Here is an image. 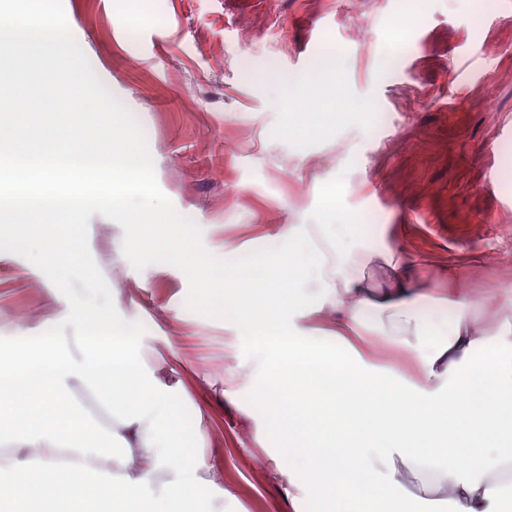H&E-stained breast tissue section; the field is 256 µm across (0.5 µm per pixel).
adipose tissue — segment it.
Listing matches in <instances>:
<instances>
[{"mask_svg": "<svg viewBox=\"0 0 512 512\" xmlns=\"http://www.w3.org/2000/svg\"><path fill=\"white\" fill-rule=\"evenodd\" d=\"M112 199L152 206L149 163L133 153L99 169ZM350 223L295 224L271 251L236 248L234 265L218 267L174 241L165 225L137 238L129 256L141 264L165 254L192 269L213 300L212 312L232 319L258 368L252 391H231L270 439L266 476L286 496L329 501L333 512H427L425 492L448 495V512H512V414L497 392L512 384V325L479 335L467 313L473 297L458 292L429 299L408 282L400 261L384 255L382 281L365 283L360 266L372 256L344 250ZM452 307L443 327L423 309ZM386 314L383 335L416 352L424 383L382 372L356 343L360 316ZM336 313L327 342L297 328L299 318ZM31 385L28 404L18 386ZM91 394L98 414L77 399ZM208 417L185 411L178 386L161 379L136 333L110 336L49 334L0 345V512H192L221 473L201 475ZM176 457L188 469H169ZM144 467H133L134 459ZM381 468L383 484L367 479ZM168 469L162 497L141 493ZM413 478L420 491L406 494Z\"/></svg>", "mask_w": 512, "mask_h": 512, "instance_id": "1", "label": "adipose tissue"}]
</instances>
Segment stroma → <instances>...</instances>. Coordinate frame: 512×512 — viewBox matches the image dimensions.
<instances>
[{
    "label": "stroma",
    "instance_id": "obj_1",
    "mask_svg": "<svg viewBox=\"0 0 512 512\" xmlns=\"http://www.w3.org/2000/svg\"><path fill=\"white\" fill-rule=\"evenodd\" d=\"M69 30L105 87L141 126L160 190L201 229L214 256L246 244L271 250L284 225L316 216L323 187L342 181L338 216H359L367 242L399 258L422 288L466 290L486 335L512 323V0H138L146 15L125 27L128 0H62ZM407 33L389 49L392 25ZM342 66L333 85L308 87L305 141L273 137L277 105L303 83L323 43ZM371 106L321 130L324 113ZM123 230L96 214L91 255L121 315L142 323L147 358L179 384L187 408L209 417L204 462L221 467L229 499L203 512H294L266 477V443L228 391L250 371L235 324L204 311L207 294L165 257L127 263ZM69 312L66 298L25 258L0 252V343L44 332ZM365 348L409 382L414 355L390 345L365 309Z\"/></svg>",
    "mask_w": 512,
    "mask_h": 512
}]
</instances>
